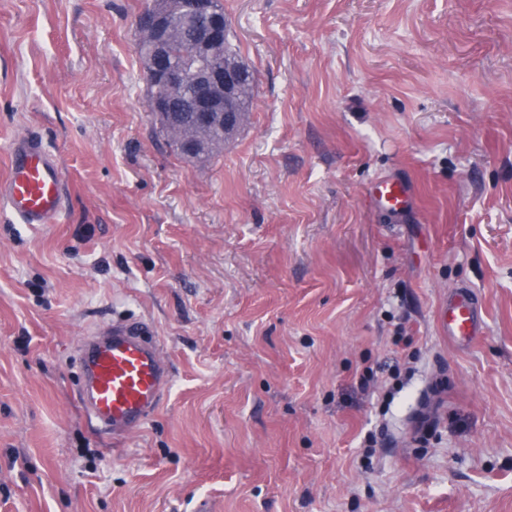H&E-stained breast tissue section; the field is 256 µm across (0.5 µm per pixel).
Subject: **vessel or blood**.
I'll return each mask as SVG.
<instances>
[{
  "label": "vessel or blood",
  "instance_id": "1",
  "mask_svg": "<svg viewBox=\"0 0 512 512\" xmlns=\"http://www.w3.org/2000/svg\"><path fill=\"white\" fill-rule=\"evenodd\" d=\"M9 172L0 180V204L24 224L59 223L69 186L58 157L41 138L19 137L8 148ZM373 207L395 217L414 206L404 181L380 177L369 187ZM478 301L473 291L458 289L441 315V325L457 344L478 334ZM81 401L97 430L115 437L140 429L158 409L173 373L148 323L116 320L94 328L80 346Z\"/></svg>",
  "mask_w": 512,
  "mask_h": 512
}]
</instances>
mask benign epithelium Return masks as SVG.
<instances>
[{"mask_svg": "<svg viewBox=\"0 0 512 512\" xmlns=\"http://www.w3.org/2000/svg\"><path fill=\"white\" fill-rule=\"evenodd\" d=\"M136 21L147 38V74L151 82L172 91L149 102L159 116L191 113L199 126L216 124L230 137L239 128L238 96L245 69L224 62V18L216 0H161ZM192 33L194 62L167 63L177 29Z\"/></svg>", "mask_w": 512, "mask_h": 512, "instance_id": "1", "label": "benign epithelium"}]
</instances>
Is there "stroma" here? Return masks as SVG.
I'll list each match as a JSON object with an SVG mask.
<instances>
[{"instance_id": "obj_1", "label": "stroma", "mask_w": 512, "mask_h": 512, "mask_svg": "<svg viewBox=\"0 0 512 512\" xmlns=\"http://www.w3.org/2000/svg\"><path fill=\"white\" fill-rule=\"evenodd\" d=\"M148 3L0 0V179L34 134L71 187L0 210V512H512V0H223L257 88L203 164L149 110ZM128 318L173 382L115 439L77 349ZM373 207L394 217L403 216L414 207V197L404 181L395 177H380L369 187ZM478 301L473 291L459 288L448 300L441 315L442 328L457 344H469L478 336Z\"/></svg>"}]
</instances>
